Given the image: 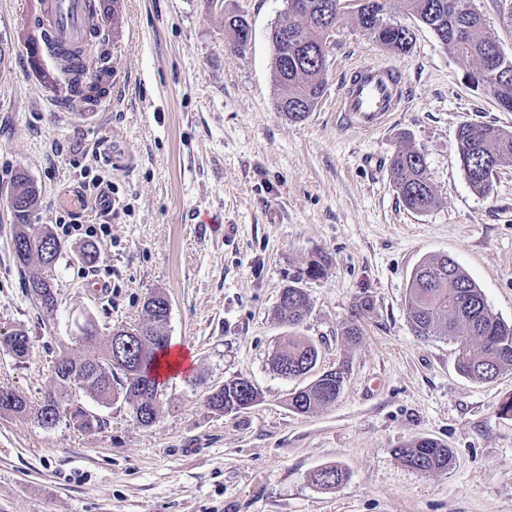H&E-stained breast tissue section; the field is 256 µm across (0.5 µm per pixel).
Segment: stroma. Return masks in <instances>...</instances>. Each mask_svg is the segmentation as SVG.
Here are the masks:
<instances>
[{
	"instance_id": "1",
	"label": "stroma",
	"mask_w": 512,
	"mask_h": 512,
	"mask_svg": "<svg viewBox=\"0 0 512 512\" xmlns=\"http://www.w3.org/2000/svg\"><path fill=\"white\" fill-rule=\"evenodd\" d=\"M31 0H0V192L18 171L42 189L35 222L108 224L107 236L62 239L54 271L58 308L27 295L13 260L15 218L0 207V329L27 332L31 352L0 351V385L37 403L61 353L81 355L75 321L100 338L138 321L145 298L168 295L162 332L190 368L162 381L159 414L143 428L123 399L97 407L103 430L0 413V512H512V372L463 377L457 346L415 336L406 308L414 267L448 255L512 325V166L489 195L470 188L455 149L464 123L512 130V112L474 84L459 59L404 12L386 14L413 33L395 55L344 20L327 49V86L309 117L277 112L270 32L286 0H119L112 99L93 112H55L57 90L30 71ZM252 37L231 50L225 12ZM396 66L409 98L384 129L342 126L336 93L351 66ZM420 151L437 193L407 210L390 162L404 142ZM112 184V210L79 207L81 185ZM100 253L89 266L86 245ZM323 254V277L303 280L311 310L298 328L319 352L316 373L345 368L339 398L300 415L301 387L273 370L285 330L274 318L282 289ZM358 320L362 336L342 331ZM261 393L248 410L210 408L208 394L234 378ZM448 446L447 471L405 467L396 448L418 438ZM349 477L316 485L317 469Z\"/></svg>"
}]
</instances>
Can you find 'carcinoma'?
<instances>
[{
	"mask_svg": "<svg viewBox=\"0 0 512 512\" xmlns=\"http://www.w3.org/2000/svg\"><path fill=\"white\" fill-rule=\"evenodd\" d=\"M302 8L297 20L274 27L270 33L273 47L272 66L278 94L276 110L294 122L308 118L326 86V55L329 30L344 18L353 17L357 24L377 43L393 54L406 53L412 44V32L406 26L398 30L375 29L367 18L370 0H357L352 12L329 11L335 0H300ZM404 10L429 27L458 57L488 67L495 80L491 90L498 105L512 111V58H497L495 45L484 31L482 18L471 10L448 13V0H402ZM225 26L233 33V47L245 49L241 33L248 23L238 15L225 17ZM112 35L96 28L80 49L87 58L96 56L99 64L92 77L81 67L60 66L68 78L69 99L93 105L107 93ZM455 145L471 189L487 195L497 170L512 165V131L495 125L462 124ZM394 187L404 206L415 213L428 211L436 201V190L426 177L423 154L408 147L398 152L390 163ZM40 191L23 171L16 173L8 192L0 196V206L15 216L13 247L17 266L24 275V286L40 308L52 313L58 306L57 291L51 275L62 251L61 243L45 225L31 223L38 209ZM327 258L311 260L297 278L282 290L275 315L289 331L282 337L273 358L274 369L287 378L305 376L318 360L317 347L294 334L311 308L309 295L299 286L303 278L317 279L325 272ZM170 302L163 293L148 296L142 305L138 323L128 327L132 334L119 341L110 335L105 344L97 341L93 321L75 322L85 342L84 356L63 354L52 369L53 389L32 407L24 396L11 388L0 392V410L18 415L32 413L45 428L61 422L82 430H102L108 420L78 401L74 391L103 406L123 398L132 407V418L142 427L153 425L158 417L157 366L159 355L169 347L168 338L159 332L167 323ZM407 311L415 335L429 339L448 337L458 344L457 370L471 379L490 382L505 371H512V327L504 324L490 309L481 288L447 255L423 259L412 271L407 290ZM0 347L16 359H24L30 350L26 332L13 329L0 331ZM344 382L340 369L323 373L306 386L291 393L287 405L297 414H312L336 401ZM260 396L250 380L236 378L212 391L209 406L226 413ZM400 461L421 473L448 469L453 460L446 445L419 438L396 449ZM348 478V472L329 465L318 469L314 482L325 488L334 487Z\"/></svg>",
	"mask_w": 512,
	"mask_h": 512,
	"instance_id": "carcinoma-1",
	"label": "carcinoma"
}]
</instances>
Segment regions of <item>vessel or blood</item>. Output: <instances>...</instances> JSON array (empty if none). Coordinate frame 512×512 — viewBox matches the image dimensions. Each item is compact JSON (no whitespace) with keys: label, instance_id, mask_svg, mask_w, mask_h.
<instances>
[{"label":"vessel or blood","instance_id":"1","mask_svg":"<svg viewBox=\"0 0 512 512\" xmlns=\"http://www.w3.org/2000/svg\"><path fill=\"white\" fill-rule=\"evenodd\" d=\"M33 17L35 36L26 48L29 58L37 59L47 36L67 63L77 64L78 49L97 23L86 0H36ZM407 99L405 82L393 65L364 63L349 69L336 97V111L345 124L375 132L402 111Z\"/></svg>","mask_w":512,"mask_h":512}]
</instances>
